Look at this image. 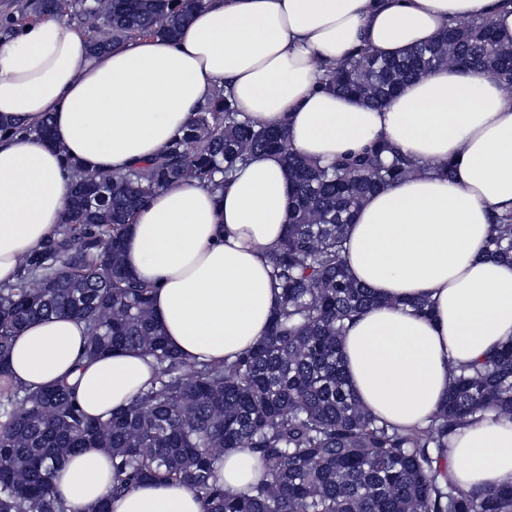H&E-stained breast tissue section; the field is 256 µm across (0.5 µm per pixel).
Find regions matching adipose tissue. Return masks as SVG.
<instances>
[{
    "label": "adipose tissue",
    "mask_w": 512,
    "mask_h": 512,
    "mask_svg": "<svg viewBox=\"0 0 512 512\" xmlns=\"http://www.w3.org/2000/svg\"><path fill=\"white\" fill-rule=\"evenodd\" d=\"M490 18L512 44V0H206L173 40L143 37L92 53L69 24L47 19L0 39V282L58 227L72 163L123 173L162 150L217 88L237 111L285 124L304 157L327 162L376 138L445 178L396 182L349 227L352 276L382 298L342 340L356 397L387 423L427 424L448 393V369L512 340V263L487 252L490 216L512 211V95L479 71L438 68L369 107L324 90L320 69L356 47L395 58L451 22ZM52 119V138L34 128ZM294 188L280 155H256L223 195L196 179L156 192L125 233V265L153 287L154 317L185 361L250 351L281 301L266 262L288 223ZM425 297L429 315L411 307ZM69 318L14 338L8 381L73 386L84 412L108 416L155 374L127 349L90 359ZM448 477L468 491L512 485V422L486 417L448 442ZM65 512H204L184 483L149 481L111 496L112 458L84 448L54 473Z\"/></svg>",
    "instance_id": "adipose-tissue-1"
}]
</instances>
